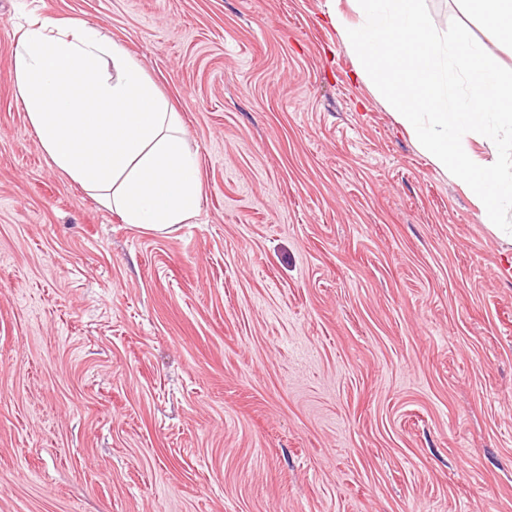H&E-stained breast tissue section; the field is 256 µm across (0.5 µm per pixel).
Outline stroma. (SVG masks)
<instances>
[{"instance_id": "35a3bbf8", "label": "stroma", "mask_w": 512, "mask_h": 512, "mask_svg": "<svg viewBox=\"0 0 512 512\" xmlns=\"http://www.w3.org/2000/svg\"><path fill=\"white\" fill-rule=\"evenodd\" d=\"M512 69L466 0H426ZM329 0H0V512H512V243L358 70ZM180 112L173 234L43 152L29 14Z\"/></svg>"}]
</instances>
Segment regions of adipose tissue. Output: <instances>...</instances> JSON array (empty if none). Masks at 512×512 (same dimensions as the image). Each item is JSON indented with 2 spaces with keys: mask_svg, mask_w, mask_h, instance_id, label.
I'll return each mask as SVG.
<instances>
[{
  "mask_svg": "<svg viewBox=\"0 0 512 512\" xmlns=\"http://www.w3.org/2000/svg\"><path fill=\"white\" fill-rule=\"evenodd\" d=\"M14 71L43 151L123 223L171 234L197 215L201 176L179 112L99 26L30 15Z\"/></svg>",
  "mask_w": 512,
  "mask_h": 512,
  "instance_id": "1",
  "label": "adipose tissue"
}]
</instances>
